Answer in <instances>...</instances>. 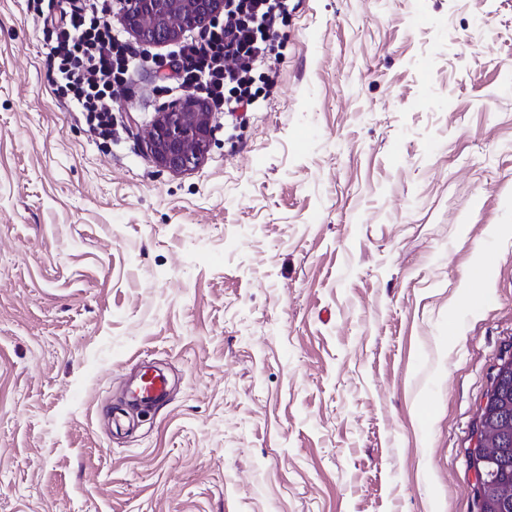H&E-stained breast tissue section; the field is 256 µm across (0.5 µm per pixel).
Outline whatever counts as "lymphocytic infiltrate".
<instances>
[{
  "label": "lymphocytic infiltrate",
  "mask_w": 512,
  "mask_h": 512,
  "mask_svg": "<svg viewBox=\"0 0 512 512\" xmlns=\"http://www.w3.org/2000/svg\"><path fill=\"white\" fill-rule=\"evenodd\" d=\"M49 47L58 94L66 96L99 138L112 136L113 112L130 71H165L172 88L198 93L210 111L231 117L254 111L275 85V51L289 0H227L221 19L167 52H134L96 0H32Z\"/></svg>",
  "instance_id": "lymphocytic-infiltrate-1"
}]
</instances>
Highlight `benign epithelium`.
I'll return each instance as SVG.
<instances>
[{"label": "benign epithelium", "mask_w": 512, "mask_h": 512, "mask_svg": "<svg viewBox=\"0 0 512 512\" xmlns=\"http://www.w3.org/2000/svg\"><path fill=\"white\" fill-rule=\"evenodd\" d=\"M224 10V0H125L117 20L142 42L162 44L188 28L207 27ZM212 113L192 95L164 105L147 131L145 144L161 168H195L211 145Z\"/></svg>", "instance_id": "obj_1"}]
</instances>
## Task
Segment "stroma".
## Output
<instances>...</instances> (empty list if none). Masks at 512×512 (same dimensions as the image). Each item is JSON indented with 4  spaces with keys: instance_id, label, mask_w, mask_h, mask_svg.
Returning a JSON list of instances; mask_svg holds the SVG:
<instances>
[{
    "instance_id": "stroma-1",
    "label": "stroma",
    "mask_w": 512,
    "mask_h": 512,
    "mask_svg": "<svg viewBox=\"0 0 512 512\" xmlns=\"http://www.w3.org/2000/svg\"><path fill=\"white\" fill-rule=\"evenodd\" d=\"M196 168L110 140L0 0V512H475L512 343V0H294ZM487 258L488 274L468 280ZM162 407L105 413L142 363Z\"/></svg>"
}]
</instances>
